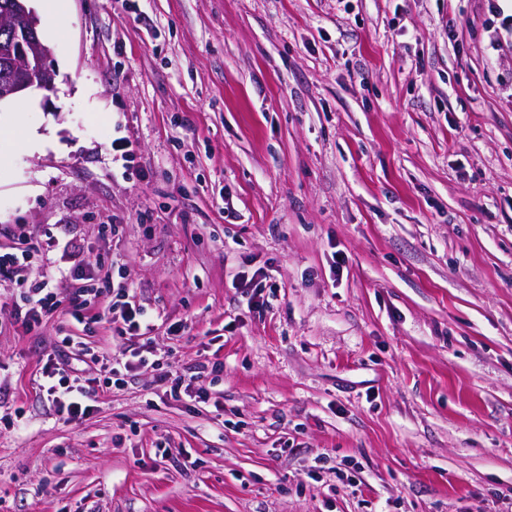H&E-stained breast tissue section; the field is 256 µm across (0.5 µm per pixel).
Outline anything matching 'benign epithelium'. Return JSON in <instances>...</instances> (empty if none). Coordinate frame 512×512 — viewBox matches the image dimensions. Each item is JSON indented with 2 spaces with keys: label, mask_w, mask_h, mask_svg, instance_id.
<instances>
[{
  "label": "benign epithelium",
  "mask_w": 512,
  "mask_h": 512,
  "mask_svg": "<svg viewBox=\"0 0 512 512\" xmlns=\"http://www.w3.org/2000/svg\"><path fill=\"white\" fill-rule=\"evenodd\" d=\"M30 2L13 0L0 14V104L32 90L55 89L51 50L39 37V18Z\"/></svg>",
  "instance_id": "benign-epithelium-1"
}]
</instances>
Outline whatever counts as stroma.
I'll return each mask as SVG.
<instances>
[{
  "label": "stroma",
  "instance_id": "35a3bbf8",
  "mask_svg": "<svg viewBox=\"0 0 512 512\" xmlns=\"http://www.w3.org/2000/svg\"><path fill=\"white\" fill-rule=\"evenodd\" d=\"M60 4L55 93L0 105V254L52 239L61 297L107 272L155 329L67 422L36 380L111 331L0 310V512H505L512 0ZM263 279L266 281V277L264 276V273L258 269L256 270L250 279L248 280V276L246 279L244 278L242 282L240 283L239 287L236 288H251V293L249 291H245L246 296H248L247 299V305L249 310H253L255 312L261 313L264 310V299L261 298V293L263 289L266 287V284H262ZM160 381L169 383V395L176 399H186L196 403L206 402L207 394L202 388L194 389L191 383L184 384L185 380L181 376L170 378L169 374L160 376Z\"/></svg>",
  "mask_w": 512,
  "mask_h": 512
}]
</instances>
